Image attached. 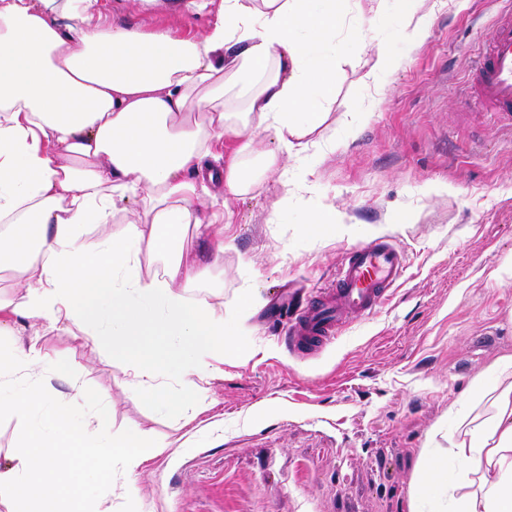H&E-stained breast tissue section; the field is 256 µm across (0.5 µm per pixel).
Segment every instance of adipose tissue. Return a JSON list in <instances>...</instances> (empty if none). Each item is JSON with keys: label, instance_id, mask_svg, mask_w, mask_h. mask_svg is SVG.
<instances>
[{"label": "adipose tissue", "instance_id": "ef3b65f1", "mask_svg": "<svg viewBox=\"0 0 512 512\" xmlns=\"http://www.w3.org/2000/svg\"><path fill=\"white\" fill-rule=\"evenodd\" d=\"M352 0H218L207 30L184 37L111 24L99 0H0V272L19 299L0 300V335L20 317L64 329L120 362L133 394L195 422L211 360L231 343L223 303H195L185 288L212 278L224 258V210L281 153L326 124L334 89L336 27ZM188 112L207 122L189 123ZM239 145L223 169L209 164L225 133ZM277 147L259 151V134ZM225 191L212 192L210 179ZM140 198L120 231L95 249L86 228L110 224L118 203ZM201 239L206 262L184 263L174 229ZM164 255L162 276H143L141 252ZM51 355L38 341L0 344V414L39 415L24 449L0 467L5 512H113L131 477L168 441L114 433L106 402L74 387L53 405L36 382ZM177 372L179 395L160 379ZM480 397L491 411L461 423L416 485L448 493V512H512V357L490 369ZM95 406L88 430L76 409ZM107 492L92 507L83 478Z\"/></svg>", "mask_w": 512, "mask_h": 512}]
</instances>
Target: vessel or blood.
<instances>
[{
  "label": "vessel or blood",
  "mask_w": 512,
  "mask_h": 512,
  "mask_svg": "<svg viewBox=\"0 0 512 512\" xmlns=\"http://www.w3.org/2000/svg\"><path fill=\"white\" fill-rule=\"evenodd\" d=\"M465 107H477L512 126V11L502 14L481 41ZM406 271L403 249L377 238L349 249L336 282L316 296L289 328L293 342L315 347L334 337L349 311H375Z\"/></svg>",
  "instance_id": "vessel-or-blood-1"
}]
</instances>
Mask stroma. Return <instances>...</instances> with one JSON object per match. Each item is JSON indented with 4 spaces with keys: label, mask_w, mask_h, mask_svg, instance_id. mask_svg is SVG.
<instances>
[{
    "label": "stroma",
    "mask_w": 512,
    "mask_h": 512,
    "mask_svg": "<svg viewBox=\"0 0 512 512\" xmlns=\"http://www.w3.org/2000/svg\"><path fill=\"white\" fill-rule=\"evenodd\" d=\"M117 24L203 31L213 8L105 0ZM502 0H420L429 16L407 39L398 0H360L336 33V97L327 125L287 178L264 175L224 212V285L197 283L195 302L237 308L225 318L250 355L225 357L204 384L203 426H182L133 395L122 365L60 329L18 320L53 361L43 380L57 401L79 383L110 403L114 431L183 438L131 479L117 512H433L413 488L458 421L487 411L477 383L512 356V132L460 105L480 38ZM391 67H376L377 52ZM328 226L306 230L315 212ZM376 237L407 256L399 288L373 312L350 314L335 337L299 351L287 319L336 277L346 252Z\"/></svg>",
    "instance_id": "stroma-1"
}]
</instances>
